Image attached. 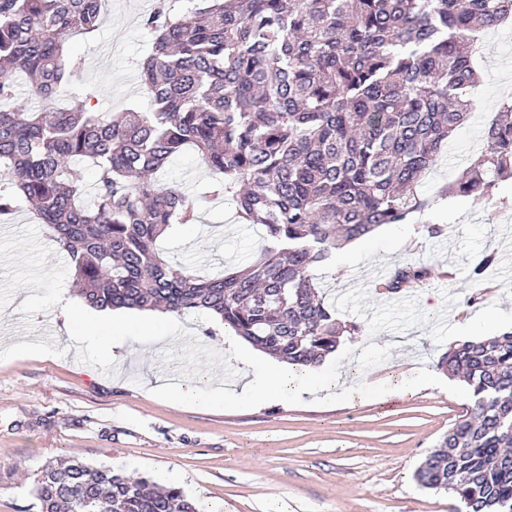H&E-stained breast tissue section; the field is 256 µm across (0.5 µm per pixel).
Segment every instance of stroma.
<instances>
[{
    "label": "stroma",
    "mask_w": 512,
    "mask_h": 512,
    "mask_svg": "<svg viewBox=\"0 0 512 512\" xmlns=\"http://www.w3.org/2000/svg\"><path fill=\"white\" fill-rule=\"evenodd\" d=\"M153 0H106L101 25L77 35L69 55L80 65L75 94L93 91L99 112L147 109L140 79L152 36L140 15ZM482 83L472 117L417 193L428 201L411 224L362 241L340 273L316 270L336 316L360 327L309 379L255 369L250 344H226L224 326L200 311L172 315L155 335L104 354L80 319L64 323L58 295L84 301L73 287L67 254L27 202L0 223V512H38L34 481L48 463L78 460L171 484L199 512H464L446 491L421 488L413 474L470 404L466 383L440 374L416 382L442 354L475 333L512 331V179L492 200L445 197L443 188L483 146L481 131L512 93V27L486 31ZM199 224L177 226L160 241L167 259L214 272L245 269L264 245L259 228L238 222L231 204L201 200ZM443 233L432 238L428 225ZM500 257L484 283L470 267L483 252ZM411 263L429 280L398 294L383 278ZM479 303H472L473 295ZM223 374L228 397L206 406L177 392L185 379L208 389ZM259 379L270 390L261 406L237 392Z\"/></svg>",
    "instance_id": "stroma-1"
}]
</instances>
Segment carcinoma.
Instances as JSON below:
<instances>
[{
	"label": "carcinoma",
	"mask_w": 512,
	"mask_h": 512,
	"mask_svg": "<svg viewBox=\"0 0 512 512\" xmlns=\"http://www.w3.org/2000/svg\"><path fill=\"white\" fill-rule=\"evenodd\" d=\"M155 0L141 82L152 109L104 113L54 106L75 78L68 41L94 30L102 0H0V219L24 199L68 255L85 302L99 310L207 311L255 348L295 366L320 364L341 324L314 271L338 240L404 224L480 82L474 37L512 20V0ZM47 102L27 111L18 79ZM448 195L484 198L512 178V103L483 132ZM195 153L267 245L243 272L212 275L157 248L196 204L162 182L168 161ZM96 169L93 183L85 167ZM497 262L485 252L476 282ZM429 279L396 268L399 293ZM438 368L466 375L471 407L414 473L466 512H512V332L448 349ZM79 461L36 480L40 512H197L179 487Z\"/></svg>",
	"instance_id": "1"
}]
</instances>
